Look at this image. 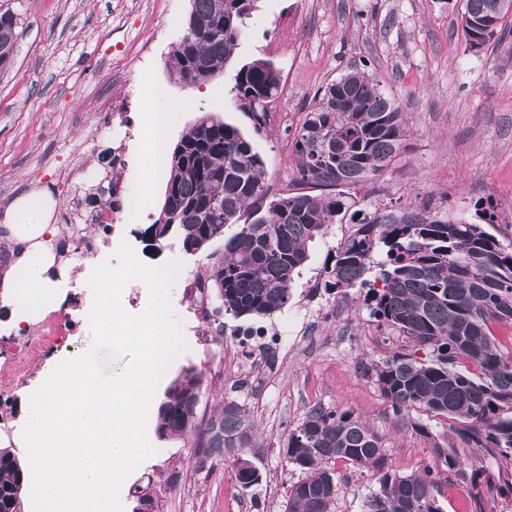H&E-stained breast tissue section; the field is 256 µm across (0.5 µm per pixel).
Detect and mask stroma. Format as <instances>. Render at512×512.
Listing matches in <instances>:
<instances>
[{
  "label": "stroma",
  "instance_id": "35a3bbf8",
  "mask_svg": "<svg viewBox=\"0 0 512 512\" xmlns=\"http://www.w3.org/2000/svg\"><path fill=\"white\" fill-rule=\"evenodd\" d=\"M19 19L12 64L0 70V224L12 202L30 193L54 207L83 201L92 182L73 184L70 169L89 168L93 180L108 175L117 153L125 155L126 180L142 185L147 159L148 111L181 107L166 134L174 147L200 117L216 115L237 125L265 163L274 190L298 189L294 132L318 91L350 69L372 73L404 114L405 137L397 160L368 182L346 189L347 208L311 244L285 310L261 319L276 329L273 358L249 364L237 351L244 319L225 317L224 333H196L195 304L174 282L171 304L185 351L167 367L154 393L161 403L171 382L187 368L202 372L207 388L199 407L213 414L222 399L243 404L254 424L250 458L258 485L241 487L231 462L195 465L186 438L159 437L156 412L147 436L156 452L119 489L122 512H138L134 489L149 487L152 512H283L287 491L302 478L287 465L288 433L316 406L360 416L383 440L393 472L407 474L430 459L429 444L397 421L359 362L385 360L408 341L379 324L356 288H324L325 268L351 236L362 213L378 207L419 208L472 222L478 203L494 207L488 232L512 239V17L502 42L470 49L456 0H257L245 21L234 61L273 62L281 73L267 123L254 130L237 109L233 69L212 82L188 87L169 77L171 52L185 31L191 0H0ZM168 161L155 164L151 192L130 213L113 207L114 231L96 232L98 249L74 265L54 307L26 330H16L0 309V445L18 459L24 448L13 432L28 396L59 356L87 354V317L94 293L87 282L98 265L115 261L128 245L143 264L179 263L180 274L200 272L206 254H187L177 238L153 247L146 230L156 219L168 179ZM438 438L482 469L480 486L443 483L444 512H512V495L499 487L500 462L458 444L450 421L415 413ZM334 512H364L378 488L367 471L337 461ZM178 473L175 487L158 480Z\"/></svg>",
  "mask_w": 512,
  "mask_h": 512
}]
</instances>
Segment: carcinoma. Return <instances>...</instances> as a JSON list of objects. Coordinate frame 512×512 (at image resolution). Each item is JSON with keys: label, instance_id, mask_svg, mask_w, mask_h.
<instances>
[{"label": "carcinoma", "instance_id": "carcinoma-1", "mask_svg": "<svg viewBox=\"0 0 512 512\" xmlns=\"http://www.w3.org/2000/svg\"><path fill=\"white\" fill-rule=\"evenodd\" d=\"M467 44L497 43L512 0H459ZM254 0H193L192 12L206 29L175 46L169 76L187 86L206 84L232 62ZM17 15L0 12V68L13 59ZM281 76L265 59L243 64L232 91L255 131L266 124ZM403 113L380 80L361 70L327 84L305 113L293 145L301 190L270 197L264 163L241 130L215 115L189 126L174 147L157 219L149 225L160 245L176 235L190 253L208 252L196 276L208 307L210 332L224 335L220 314L258 319L280 312L293 298L295 274L311 244L345 209L343 192L387 168L400 154ZM493 206L477 209L481 223L454 221L429 206L383 208L363 215L360 227L334 256L324 287L364 288V303L377 321L407 336L411 350L362 365L393 414L431 445V464L397 474L388 466L381 438L351 412L309 411L287 435L285 459L304 474L292 485L284 512H332L336 473L343 460L377 476L378 489L365 512H443L441 474L473 485L479 469L464 467L454 447L438 440L409 415L419 409L456 425L461 443L481 448L512 467V355L505 354L492 324H512V250L487 232ZM238 225L232 235L224 228ZM383 260L373 262L374 255ZM423 351L426 357L418 356ZM202 373L187 371L158 408V429L171 436L196 435V466L232 460L255 474L248 449L253 424L246 408L224 401L206 417L197 412ZM23 469L0 449V512H17Z\"/></svg>", "mask_w": 512, "mask_h": 512}]
</instances>
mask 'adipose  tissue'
Returning <instances> with one entry per match:
<instances>
[{"mask_svg": "<svg viewBox=\"0 0 512 512\" xmlns=\"http://www.w3.org/2000/svg\"><path fill=\"white\" fill-rule=\"evenodd\" d=\"M47 216V199L27 195L10 206L9 222L0 226V255L7 260L0 270V297L26 324L56 305V290L66 277L52 248L61 227Z\"/></svg>", "mask_w": 512, "mask_h": 512, "instance_id": "1", "label": "adipose tissue"}]
</instances>
